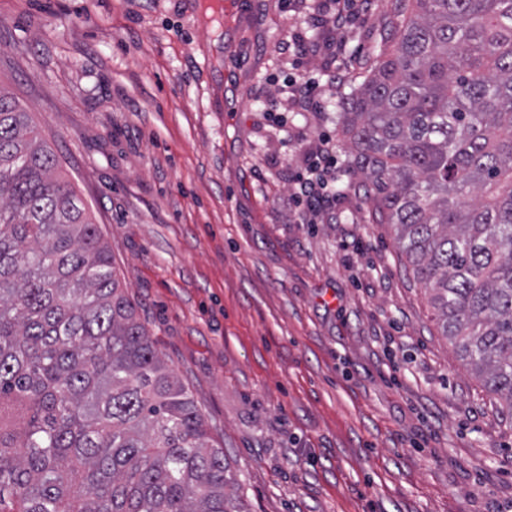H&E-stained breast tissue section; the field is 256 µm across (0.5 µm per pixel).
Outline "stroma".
Segmentation results:
<instances>
[{"label": "stroma", "mask_w": 512, "mask_h": 512, "mask_svg": "<svg viewBox=\"0 0 512 512\" xmlns=\"http://www.w3.org/2000/svg\"><path fill=\"white\" fill-rule=\"evenodd\" d=\"M305 0H0V84L90 207L118 278L238 475L248 512H512V413L432 316L360 177L288 197L394 31ZM301 32L323 51L287 63ZM322 87L290 112L286 75ZM347 1L354 0H314V7L311 9L312 17L318 18V20L328 19L336 28V23L339 26H345L349 21V7L350 4ZM343 2V3H342Z\"/></svg>", "instance_id": "35a3bbf8"}]
</instances>
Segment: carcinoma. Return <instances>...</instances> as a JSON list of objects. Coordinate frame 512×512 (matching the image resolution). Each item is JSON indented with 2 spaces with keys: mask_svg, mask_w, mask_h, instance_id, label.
I'll list each match as a JSON object with an SVG mask.
<instances>
[{
  "mask_svg": "<svg viewBox=\"0 0 512 512\" xmlns=\"http://www.w3.org/2000/svg\"><path fill=\"white\" fill-rule=\"evenodd\" d=\"M337 105L442 335L512 410V0H396ZM89 207L0 89V512H246Z\"/></svg>",
  "mask_w": 512,
  "mask_h": 512,
  "instance_id": "obj_1",
  "label": "carcinoma"
}]
</instances>
